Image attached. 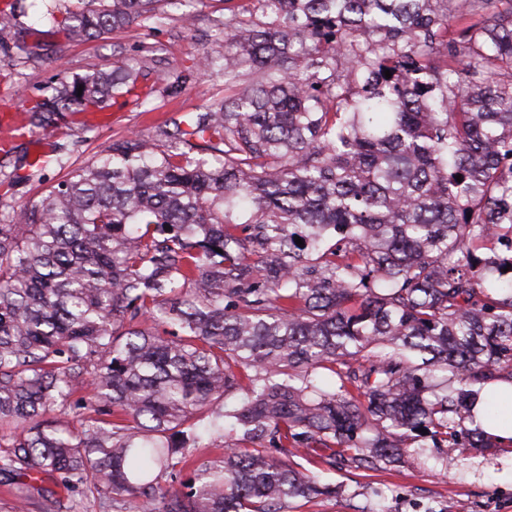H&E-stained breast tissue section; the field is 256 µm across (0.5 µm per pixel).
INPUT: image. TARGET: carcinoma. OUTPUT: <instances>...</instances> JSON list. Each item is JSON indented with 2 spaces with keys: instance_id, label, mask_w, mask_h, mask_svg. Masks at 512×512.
Returning a JSON list of instances; mask_svg holds the SVG:
<instances>
[{
  "instance_id": "carcinoma-1",
  "label": "carcinoma",
  "mask_w": 512,
  "mask_h": 512,
  "mask_svg": "<svg viewBox=\"0 0 512 512\" xmlns=\"http://www.w3.org/2000/svg\"><path fill=\"white\" fill-rule=\"evenodd\" d=\"M161 1L189 4L76 0L62 29L148 27ZM24 2L0 0V31L26 63L45 44ZM224 10V52L194 63L224 97L0 223V512H81L84 487L99 512H289L336 495L297 457L378 470L490 447L473 407L512 383V0ZM147 76L65 74L23 127ZM26 166L0 186L48 163Z\"/></svg>"
}]
</instances>
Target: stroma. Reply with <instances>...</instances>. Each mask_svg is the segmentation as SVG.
<instances>
[{
    "instance_id": "stroma-1",
    "label": "stroma",
    "mask_w": 512,
    "mask_h": 512,
    "mask_svg": "<svg viewBox=\"0 0 512 512\" xmlns=\"http://www.w3.org/2000/svg\"><path fill=\"white\" fill-rule=\"evenodd\" d=\"M224 15V0H197L193 26H186L180 10L165 6L153 28L136 25L92 41L71 43L59 21L37 0L23 18L25 25L42 33L46 44L60 47L61 60L45 59L14 70L0 50V119L19 115L55 79L59 70L83 74L140 59L151 53L152 67L171 69L190 65L194 56L224 48V33L214 21ZM223 81L194 74L177 96L155 92L149 108L117 101L107 109L94 131L78 125L45 132L33 131L22 151L39 152L41 146L68 144L72 150L62 162L50 165L42 181H26L13 192L0 195V214L17 205L39 201L70 173L92 161L105 145L133 131L154 135L158 126L210 100L222 97ZM320 483L340 487L333 498L300 499L293 512H512V445L489 451L469 449L457 455L450 469H443L439 454L411 456L379 470H350L324 463L310 466Z\"/></svg>"
}]
</instances>
